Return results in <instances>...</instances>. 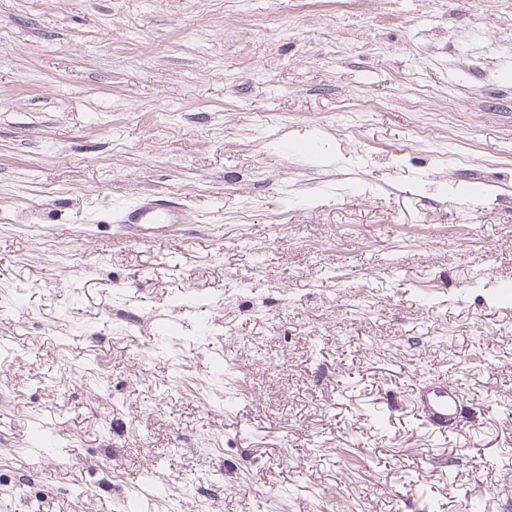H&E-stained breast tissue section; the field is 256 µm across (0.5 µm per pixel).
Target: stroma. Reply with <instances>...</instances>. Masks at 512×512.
Listing matches in <instances>:
<instances>
[{
  "label": "stroma",
  "instance_id": "1",
  "mask_svg": "<svg viewBox=\"0 0 512 512\" xmlns=\"http://www.w3.org/2000/svg\"><path fill=\"white\" fill-rule=\"evenodd\" d=\"M144 193L195 220L129 240ZM433 374L461 428L414 425ZM473 504L512 512V0H0V512Z\"/></svg>",
  "mask_w": 512,
  "mask_h": 512
}]
</instances>
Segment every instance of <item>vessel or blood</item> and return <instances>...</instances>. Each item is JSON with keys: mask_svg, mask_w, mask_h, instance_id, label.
<instances>
[{"mask_svg": "<svg viewBox=\"0 0 512 512\" xmlns=\"http://www.w3.org/2000/svg\"><path fill=\"white\" fill-rule=\"evenodd\" d=\"M190 212L180 206L142 197L133 205L113 210L111 223L120 226L123 234L132 240L153 236L159 228L185 224ZM416 408L428 429L445 432L461 425L463 398L447 378L433 375L420 381L415 394Z\"/></svg>", "mask_w": 512, "mask_h": 512, "instance_id": "1", "label": "vessel or blood"}]
</instances>
